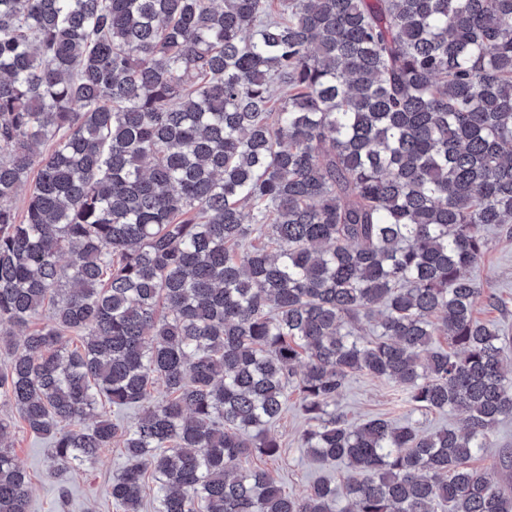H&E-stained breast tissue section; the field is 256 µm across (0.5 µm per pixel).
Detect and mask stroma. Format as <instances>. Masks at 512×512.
<instances>
[{"mask_svg":"<svg viewBox=\"0 0 512 512\" xmlns=\"http://www.w3.org/2000/svg\"><path fill=\"white\" fill-rule=\"evenodd\" d=\"M487 295L480 302L475 315L478 319L497 325L506 345V356L512 360V234L506 229L492 227L488 232L486 252L474 271ZM338 412L349 422L359 423L382 416L393 420L403 418L421 430L441 427L459 428L464 423L462 414L455 411H412L401 404L396 389L389 383L365 374L354 375L336 401ZM0 416L12 422L11 445L18 463L32 478L31 512H116L108 489L114 473L125 459L119 447L106 449L97 464L91 468L72 471L66 481L67 507H59L55 485L47 479L51 465L47 440L27 432L15 409L4 407ZM309 421L297 396H289L285 413L271 424L269 433L282 448V456L272 464L274 478L293 495L307 493L321 478L341 483L345 468L314 460L301 450V435Z\"/></svg>","mask_w":512,"mask_h":512,"instance_id":"stroma-1","label":"stroma"}]
</instances>
